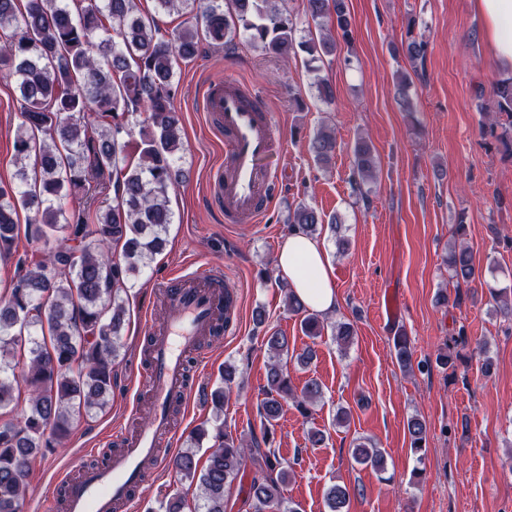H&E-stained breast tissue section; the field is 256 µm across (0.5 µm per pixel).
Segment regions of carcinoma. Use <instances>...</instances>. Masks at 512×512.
Instances as JSON below:
<instances>
[{
	"label": "carcinoma",
	"mask_w": 512,
	"mask_h": 512,
	"mask_svg": "<svg viewBox=\"0 0 512 512\" xmlns=\"http://www.w3.org/2000/svg\"><path fill=\"white\" fill-rule=\"evenodd\" d=\"M18 2L0 0V70L16 77L22 113L14 140L16 184L0 186V258L15 259L12 288L0 297V512H21L33 459L53 451L76 416L102 410L110 400L126 314L123 294L163 250L173 221L168 194L183 177L174 63L191 61L200 50L198 29L170 33L143 17L135 0H79L73 8L68 0H28L23 12ZM305 2L307 17L322 29L336 26L342 42L330 33L296 37L295 18L276 0H206L195 19L209 44L227 51L242 36L267 54L286 59L302 52L317 62L350 45L346 0ZM415 26L416 19H408L406 38L390 50L416 66L428 43L414 35ZM411 84L409 74H398L395 98L405 112L414 109ZM491 93L495 110L481 131L512 157V76L497 81ZM140 123L139 161L129 166L126 137ZM336 147L335 134L323 126L309 150L327 164ZM353 155L355 183L375 180L370 143L358 139ZM68 198L82 204L67 209ZM21 207L34 212L27 238L47 242L61 233L54 249L36 259L17 254ZM288 223L309 236L323 220L300 203ZM446 263L456 287L473 281L470 247L450 250ZM286 301L308 335H322L320 314L291 289ZM263 343L274 362L258 409L262 438H238L224 428V395L238 373L236 366H224V386L211 394L215 443L203 459L188 448L174 460L181 478L198 489L191 512H224L227 489L248 466L254 469L252 512H302L283 494L292 465L269 446L268 433L288 401L310 416L322 387L310 379L293 391L283 363L288 336L274 331ZM393 347L399 367L410 369L413 350L404 332L393 336ZM408 432L412 451H424L426 425L412 418ZM353 457L385 469L381 450L364 442L355 444ZM349 500L344 485L334 483L325 492L329 512H347ZM186 508L187 496L179 491L160 505L162 512Z\"/></svg>",
	"instance_id": "1"
}]
</instances>
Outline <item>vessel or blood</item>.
Instances as JSON below:
<instances>
[{"instance_id": "b4317fda", "label": "vessel or blood", "mask_w": 512, "mask_h": 512, "mask_svg": "<svg viewBox=\"0 0 512 512\" xmlns=\"http://www.w3.org/2000/svg\"><path fill=\"white\" fill-rule=\"evenodd\" d=\"M203 110L224 145V163L212 171L210 194L222 204L225 223H259L278 187L273 160L278 131L266 98L228 77L206 88ZM161 288L166 318L163 324L144 327L153 417L103 467L60 476L67 512H113L116 502L144 488V463L158 459L162 440L174 435L168 405L191 395L188 358L198 353L202 337L234 318L237 296L225 285L223 272H178Z\"/></svg>"}]
</instances>
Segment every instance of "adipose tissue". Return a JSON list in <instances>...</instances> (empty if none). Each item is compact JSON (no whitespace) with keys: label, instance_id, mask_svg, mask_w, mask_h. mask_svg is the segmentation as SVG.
Here are the masks:
<instances>
[{"label":"adipose tissue","instance_id":"ef3b65f1","mask_svg":"<svg viewBox=\"0 0 512 512\" xmlns=\"http://www.w3.org/2000/svg\"><path fill=\"white\" fill-rule=\"evenodd\" d=\"M483 22L488 48L499 64L512 68V0H474ZM277 268L292 290L318 313L339 307V294L330 277V260L321 244L298 232L283 241Z\"/></svg>","mask_w":512,"mask_h":512}]
</instances>
